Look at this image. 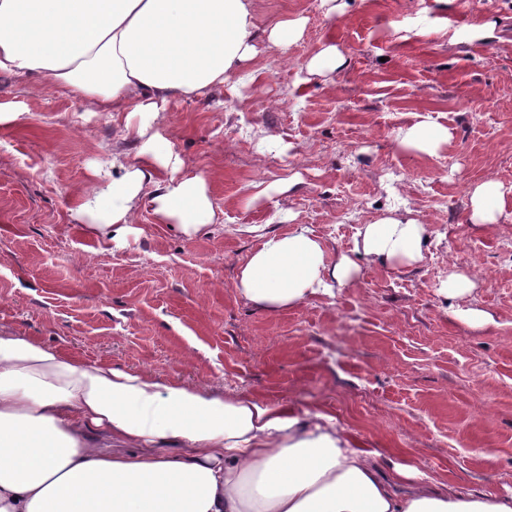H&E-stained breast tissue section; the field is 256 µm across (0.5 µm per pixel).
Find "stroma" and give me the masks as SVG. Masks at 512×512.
I'll return each mask as SVG.
<instances>
[{"label": "stroma", "mask_w": 512, "mask_h": 512, "mask_svg": "<svg viewBox=\"0 0 512 512\" xmlns=\"http://www.w3.org/2000/svg\"><path fill=\"white\" fill-rule=\"evenodd\" d=\"M254 0L260 33L248 82L231 72L170 103L161 132L188 173L211 178L214 221L186 238L141 210L125 246L72 211L91 168L134 159L105 112L50 81L0 75V326L92 362L225 395L323 411L388 465L463 493L512 494V202L496 230L470 221L468 191L512 186V0ZM303 15L287 52L265 29ZM323 43L342 69L309 73ZM453 139L436 155L396 147L419 116ZM249 201V185L285 178ZM408 206L430 226L425 264H361L335 297L275 313L235 280L261 236L303 224L352 255L358 228ZM476 271L475 329L448 312L449 273Z\"/></svg>", "instance_id": "35a3bbf8"}]
</instances>
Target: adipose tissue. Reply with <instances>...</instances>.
Returning a JSON list of instances; mask_svg holds the SVG:
<instances>
[{
    "mask_svg": "<svg viewBox=\"0 0 512 512\" xmlns=\"http://www.w3.org/2000/svg\"><path fill=\"white\" fill-rule=\"evenodd\" d=\"M253 0H0V74L51 80L62 94L123 121L137 160L93 173L73 201L86 232L126 241L141 208L186 237L214 210L206 174L184 172L160 132L168 104L202 97L255 56ZM447 128L422 120L398 148L435 153ZM508 192H470L471 221L495 224ZM430 230L411 210L363 225L356 258L330 256L309 227L263 237L238 293L277 312L351 281L360 263L413 268ZM477 274L450 273L440 293L463 307ZM384 471L376 451L328 415L224 397L185 381L91 362L0 327V512H512V495L463 494Z\"/></svg>",
    "mask_w": 512,
    "mask_h": 512,
    "instance_id": "ef3b65f1",
    "label": "adipose tissue"
}]
</instances>
